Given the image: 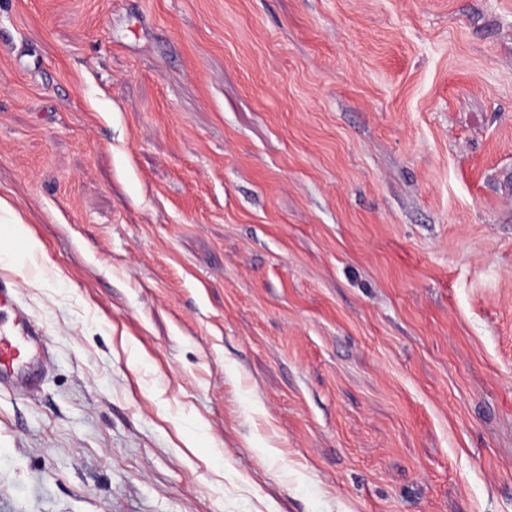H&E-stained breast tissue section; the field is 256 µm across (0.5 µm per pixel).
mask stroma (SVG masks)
Masks as SVG:
<instances>
[{"instance_id":"stroma-1","label":"stroma","mask_w":512,"mask_h":512,"mask_svg":"<svg viewBox=\"0 0 512 512\" xmlns=\"http://www.w3.org/2000/svg\"><path fill=\"white\" fill-rule=\"evenodd\" d=\"M0 198V512H512V0H0ZM13 293L3 287L0 279V387L14 386L22 377V370L26 383L34 384L38 378V370L27 366L30 352L43 343L44 336L30 328L21 316L16 317L14 330L6 335L2 328V307L11 305Z\"/></svg>"}]
</instances>
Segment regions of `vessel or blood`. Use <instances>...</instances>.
Masks as SVG:
<instances>
[{
    "label": "vessel or blood",
    "instance_id": "b4317fda",
    "mask_svg": "<svg viewBox=\"0 0 512 512\" xmlns=\"http://www.w3.org/2000/svg\"><path fill=\"white\" fill-rule=\"evenodd\" d=\"M43 338L30 328L23 317H16L11 333L0 330V387L15 385L19 380L35 383L37 370L28 368L30 352L41 346Z\"/></svg>",
    "mask_w": 512,
    "mask_h": 512
}]
</instances>
